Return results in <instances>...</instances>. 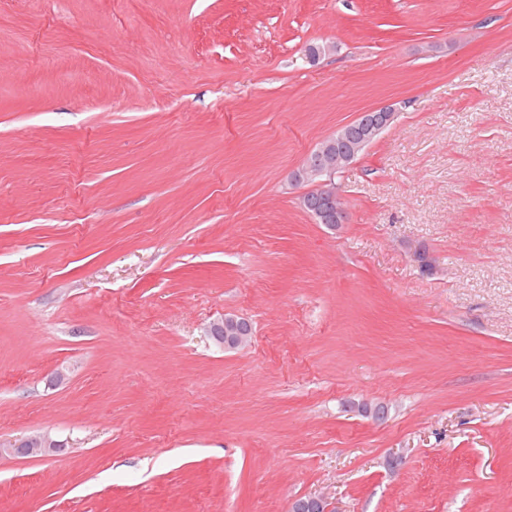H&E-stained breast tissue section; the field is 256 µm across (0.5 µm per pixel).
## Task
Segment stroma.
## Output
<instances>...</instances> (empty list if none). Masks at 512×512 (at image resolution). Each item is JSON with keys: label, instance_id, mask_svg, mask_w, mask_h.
Here are the masks:
<instances>
[{"label": "stroma", "instance_id": "obj_1", "mask_svg": "<svg viewBox=\"0 0 512 512\" xmlns=\"http://www.w3.org/2000/svg\"><path fill=\"white\" fill-rule=\"evenodd\" d=\"M388 103L315 223L291 171ZM43 432L0 512H512V0H0V442ZM252 333L251 323L233 314L224 315V318L212 323L209 327V335L225 349L237 348L250 340Z\"/></svg>", "mask_w": 512, "mask_h": 512}]
</instances>
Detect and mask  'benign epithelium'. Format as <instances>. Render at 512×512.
<instances>
[{
	"mask_svg": "<svg viewBox=\"0 0 512 512\" xmlns=\"http://www.w3.org/2000/svg\"><path fill=\"white\" fill-rule=\"evenodd\" d=\"M396 117V107L388 104L376 109L361 113L353 124L362 129V139L356 149L366 147L371 139L389 126ZM346 129L339 134L325 140L311 152L291 176L295 183H309L312 189L300 201L318 224L334 227L346 221L347 213L336 191L334 177L342 163L350 161L356 156L351 153L345 157L336 152V141L344 139ZM253 333L251 323L237 315L226 314L224 318L212 323L209 335L220 346L226 349H235L251 338ZM60 442L48 434L32 435L8 444H0V455L9 454L20 457H43L58 451ZM318 506V512H333L330 503L323 496H312L307 500H296L291 503L289 512H309L313 506Z\"/></svg>",
	"mask_w": 512,
	"mask_h": 512,
	"instance_id": "benign-epithelium-1",
	"label": "benign epithelium"
}]
</instances>
